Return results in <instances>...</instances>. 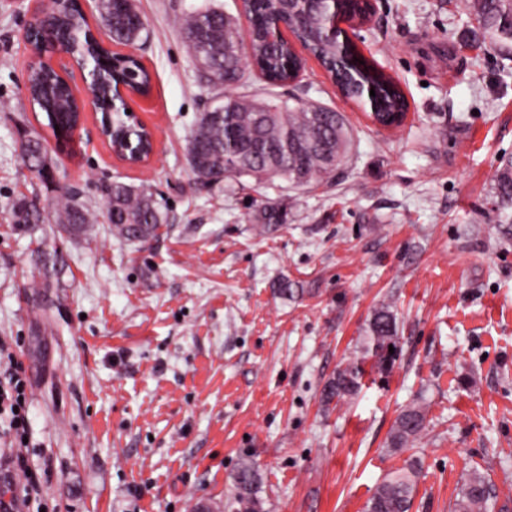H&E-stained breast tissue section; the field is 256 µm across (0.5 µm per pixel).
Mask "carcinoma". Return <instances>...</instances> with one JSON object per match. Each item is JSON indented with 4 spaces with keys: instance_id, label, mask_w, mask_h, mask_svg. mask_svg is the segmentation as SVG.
I'll list each match as a JSON object with an SVG mask.
<instances>
[{
    "instance_id": "carcinoma-1",
    "label": "carcinoma",
    "mask_w": 512,
    "mask_h": 512,
    "mask_svg": "<svg viewBox=\"0 0 512 512\" xmlns=\"http://www.w3.org/2000/svg\"><path fill=\"white\" fill-rule=\"evenodd\" d=\"M464 7L477 20L481 29L503 42H512V0H464ZM330 6L313 9L303 0H252L250 9V51L252 60L241 56L243 35L235 19L218 7L192 12L184 16L181 28L185 47L196 66H204L201 79L213 86H224V62L233 60L244 79L245 67L254 62L265 82L278 86L288 82L301 68L302 60L292 45L275 36L274 18L288 13L299 22V34L305 47L327 70L338 77L347 95L362 100V88L377 82L371 71L348 63L349 53L340 40L327 35L326 15ZM97 19L115 45L131 46L140 38L145 24L137 7L129 0H99ZM88 29L82 16L65 14L53 17L44 32L58 45L77 56L90 54L86 39H75L72 33ZM102 64L93 62L104 87L119 78L132 77L149 87L146 69L131 59L112 57V52L98 48ZM29 91L34 107L46 118L56 116L70 122L78 107L68 82L52 67L38 64L30 70ZM382 100L376 117L380 122L405 108V97L398 85L381 88ZM351 138L342 113L321 103L301 100H276L251 94L226 93L222 103L207 109L197 119L187 142V154L200 174L228 170L237 177H250L261 183L280 178L302 186L332 173L345 159ZM30 166L40 169L51 163L44 139L37 133L27 134ZM493 190L505 223L512 224V160L503 161L493 180ZM14 223L28 226L44 224L49 219L67 230H84L93 223L95 214L67 191L56 197L53 213L38 211L28 197L21 196L12 204ZM105 218L118 237L145 241L155 236L167 223L166 213L153 192L146 186L136 187L114 181L107 190ZM259 230L270 233L286 224V214L268 205L260 212ZM396 317L388 306L374 314L366 336V352L375 359L379 373L392 369L396 354L389 346H397ZM360 388L359 371L347 367L324 386L322 397L329 403L353 397ZM425 414L418 406H410L398 416L391 433V445L403 448L416 440L425 429ZM419 478V469L410 463L394 476L384 480L365 504V512H411ZM262 477L252 462L240 464L231 476L232 493L224 499V512H269L261 496ZM494 498L492 485L485 474L475 470L467 475L455 499L453 512H487Z\"/></svg>"
}]
</instances>
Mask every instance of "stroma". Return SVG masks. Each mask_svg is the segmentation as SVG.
<instances>
[{
	"mask_svg": "<svg viewBox=\"0 0 512 512\" xmlns=\"http://www.w3.org/2000/svg\"><path fill=\"white\" fill-rule=\"evenodd\" d=\"M209 6L240 14L239 0H137L152 91L131 108L155 132L150 167L115 159L91 117L51 153L56 183L95 210L112 181L150 187L167 224L131 242L102 218L80 235L13 224L17 197L55 191L20 154V130L48 132L25 91L31 4L0 0V344L28 378L24 453L43 481L26 512H224L246 459L271 512H363L412 462V512H450L474 470L494 486L489 512H512V234L491 193L512 157V43L475 32L462 0H376L350 36L399 83L404 123L376 125L310 57L274 94L345 116L343 164L308 186L201 188L186 146L213 93L177 19ZM268 203L287 223L265 235ZM385 304L398 356L382 376L364 347ZM352 364L358 394L324 402ZM413 404L426 428L393 449Z\"/></svg>",
	"mask_w": 512,
	"mask_h": 512,
	"instance_id": "stroma-1",
	"label": "stroma"
}]
</instances>
